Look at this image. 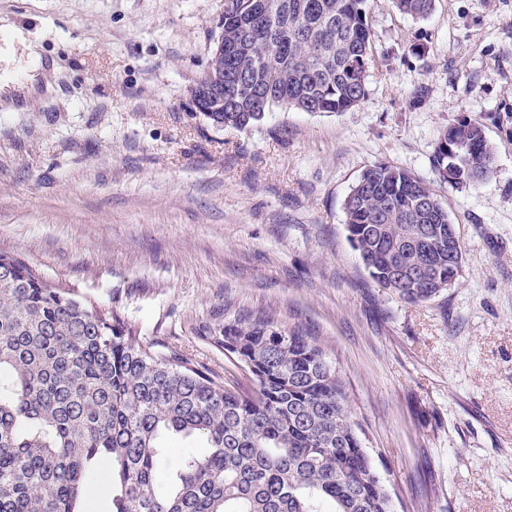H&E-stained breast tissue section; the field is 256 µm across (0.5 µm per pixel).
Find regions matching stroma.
Segmentation results:
<instances>
[{
	"label": "stroma",
	"instance_id": "stroma-1",
	"mask_svg": "<svg viewBox=\"0 0 512 512\" xmlns=\"http://www.w3.org/2000/svg\"><path fill=\"white\" fill-rule=\"evenodd\" d=\"M224 0H0L38 45L0 48V250L248 391L211 338L266 311L318 336L395 512H512V0H371L367 97L217 127L194 90ZM31 85L22 94L21 85ZM478 118L494 172L433 173L439 135ZM387 163L425 180L464 244L462 274L417 304L379 287L344 199ZM160 485L205 439L165 435ZM434 0H393L396 9L413 19L427 18L434 7Z\"/></svg>",
	"mask_w": 512,
	"mask_h": 512
}]
</instances>
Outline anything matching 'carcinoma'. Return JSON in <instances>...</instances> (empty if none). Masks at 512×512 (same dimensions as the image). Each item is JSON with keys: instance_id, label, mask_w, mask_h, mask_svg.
<instances>
[{"instance_id": "carcinoma-1", "label": "carcinoma", "mask_w": 512, "mask_h": 512, "mask_svg": "<svg viewBox=\"0 0 512 512\" xmlns=\"http://www.w3.org/2000/svg\"><path fill=\"white\" fill-rule=\"evenodd\" d=\"M414 19L434 0H393ZM370 0H224V104L204 116L237 129L277 107L345 112L368 93ZM468 149L455 186L494 169L476 118L450 126ZM346 228L370 277L409 303L461 275L448 264V211L422 179L386 164L363 171L344 200ZM112 310L0 251V512H83L92 466L112 463V512H394L349 414L344 383L317 337L268 313L239 316L213 341L250 373L226 387L189 362L140 346ZM204 436L167 489L156 482L160 437Z\"/></svg>"}]
</instances>
